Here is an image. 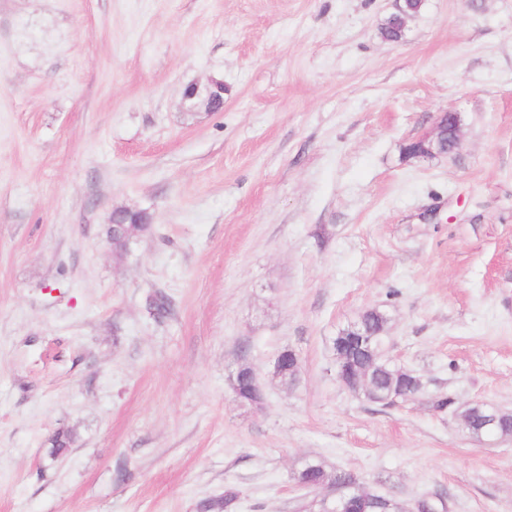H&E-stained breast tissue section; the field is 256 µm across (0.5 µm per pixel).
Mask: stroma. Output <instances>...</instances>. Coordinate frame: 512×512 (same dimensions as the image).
Wrapping results in <instances>:
<instances>
[{"label":"stroma","mask_w":512,"mask_h":512,"mask_svg":"<svg viewBox=\"0 0 512 512\" xmlns=\"http://www.w3.org/2000/svg\"><path fill=\"white\" fill-rule=\"evenodd\" d=\"M394 11L0 0V512H201L228 488L301 512L308 458L408 510L512 512V439L428 403L512 411V0H424L396 43ZM213 79L223 109L188 107ZM441 112L458 149L407 158ZM127 207L151 229L116 253ZM372 308L426 395L337 381L333 340ZM243 363L263 408L235 397ZM195 98H204L215 110H220L224 107V83L212 80L205 87H200L196 83L190 84L184 92V99L191 101Z\"/></svg>","instance_id":"obj_1"}]
</instances>
